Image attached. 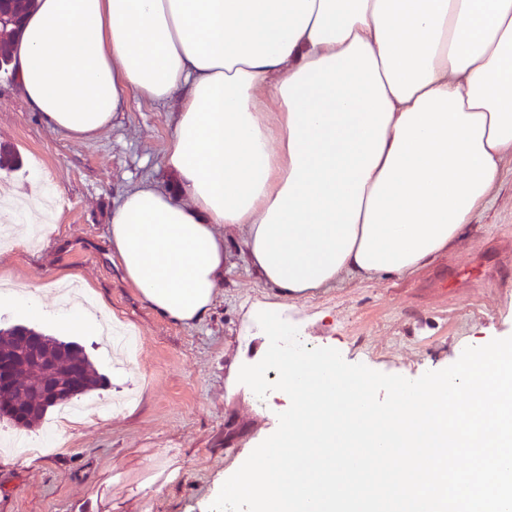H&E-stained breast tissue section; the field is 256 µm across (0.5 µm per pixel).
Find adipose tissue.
I'll use <instances>...</instances> for the list:
<instances>
[{
  "label": "adipose tissue",
  "instance_id": "obj_1",
  "mask_svg": "<svg viewBox=\"0 0 512 512\" xmlns=\"http://www.w3.org/2000/svg\"><path fill=\"white\" fill-rule=\"evenodd\" d=\"M32 111L84 140L130 97L177 101L181 197L129 188L112 255L194 325L230 248L276 296L407 279L458 241L512 156V0H38L13 45ZM69 331L62 300L0 292Z\"/></svg>",
  "mask_w": 512,
  "mask_h": 512
}]
</instances>
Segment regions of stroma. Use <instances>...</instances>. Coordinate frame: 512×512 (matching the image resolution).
I'll list each match as a JSON object with an SVG mask.
<instances>
[{
  "instance_id": "1",
  "label": "stroma",
  "mask_w": 512,
  "mask_h": 512,
  "mask_svg": "<svg viewBox=\"0 0 512 512\" xmlns=\"http://www.w3.org/2000/svg\"><path fill=\"white\" fill-rule=\"evenodd\" d=\"M172 133L170 108L134 97L110 129L70 139L31 112L11 75L0 73V143L22 160L0 170V194L41 188L59 201L46 217L49 234L10 222L37 243L0 249V278L49 299L70 276L141 338L129 369L99 335L79 336L110 382L86 401L136 397L119 414L62 423L63 446L23 455L0 448V512H75L93 496L98 512H208L229 469L278 427L281 402L227 382L230 364L262 358L267 340L248 335L247 311L275 298L238 251L210 315L193 326L158 315L112 258L108 220L124 191L146 180L174 188L164 169ZM285 313L308 347H332L349 363L409 379L450 366L466 347L512 336V158L465 238L419 275L346 281L287 301ZM150 477L155 486L144 488Z\"/></svg>"
}]
</instances>
